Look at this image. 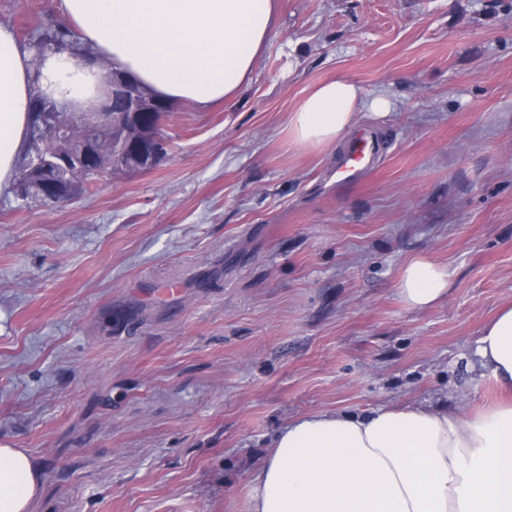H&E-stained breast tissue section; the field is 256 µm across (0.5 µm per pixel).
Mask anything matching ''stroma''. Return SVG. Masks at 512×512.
<instances>
[{"label":"stroma","instance_id":"obj_1","mask_svg":"<svg viewBox=\"0 0 512 512\" xmlns=\"http://www.w3.org/2000/svg\"><path fill=\"white\" fill-rule=\"evenodd\" d=\"M59 0H0L21 45ZM343 78L389 93L371 171L302 150L288 114ZM168 154L68 202L0 191V446L30 512H251L276 433L382 405L473 413L512 304V0H277L250 82L171 108ZM425 256L433 306L399 282ZM448 271L426 257H414L405 266L400 294L414 309H425L440 300L448 288ZM39 467L19 448L0 447V512H29L39 491Z\"/></svg>","mask_w":512,"mask_h":512}]
</instances>
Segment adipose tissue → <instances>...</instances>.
<instances>
[{"label":"adipose tissue","mask_w":512,"mask_h":512,"mask_svg":"<svg viewBox=\"0 0 512 512\" xmlns=\"http://www.w3.org/2000/svg\"><path fill=\"white\" fill-rule=\"evenodd\" d=\"M66 26L96 52L80 61L70 41L40 58L0 25V188L13 181L35 120L33 100L82 112L105 93L98 65L172 105L235 97L275 25V0H62ZM387 93L363 99L336 79L313 87L288 115L300 149L336 144L359 109L387 116ZM448 272L425 257L405 266L400 294L414 309L440 300ZM476 356L505 397L470 415L381 406L365 415L317 413L288 422L253 480L252 512H512V305L481 330ZM39 468L0 447V512H29Z\"/></svg>","instance_id":"1"}]
</instances>
